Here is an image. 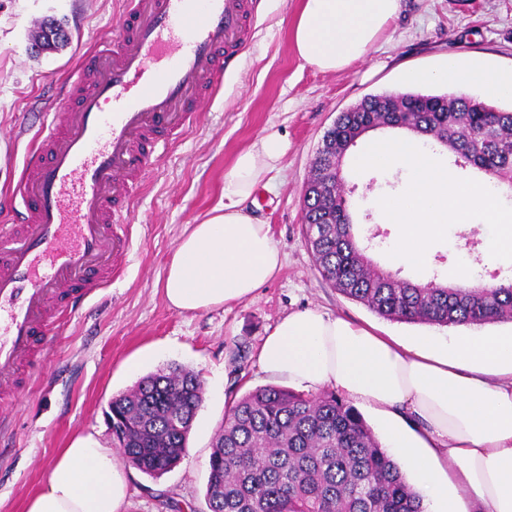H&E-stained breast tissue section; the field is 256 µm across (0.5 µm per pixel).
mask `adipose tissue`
Listing matches in <instances>:
<instances>
[{"mask_svg":"<svg viewBox=\"0 0 512 512\" xmlns=\"http://www.w3.org/2000/svg\"><path fill=\"white\" fill-rule=\"evenodd\" d=\"M399 9L400 0H303L294 50L319 71L344 70L368 55ZM407 78L512 99V67L448 57ZM283 152L282 139L268 134L238 153L224 174L223 205L177 242L162 281L171 307L192 313L234 303L280 271L269 225L244 205ZM258 360L291 387H332L378 413L388 447L426 491L425 512H512V331L408 344L308 308L277 322ZM128 475L97 437L79 436L55 457L26 512H123Z\"/></svg>","mask_w":512,"mask_h":512,"instance_id":"adipose-tissue-1","label":"adipose tissue"}]
</instances>
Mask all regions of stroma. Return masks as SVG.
I'll list each match as a JSON object with an SVG mask.
<instances>
[{
  "label": "stroma",
  "mask_w": 512,
  "mask_h": 512,
  "mask_svg": "<svg viewBox=\"0 0 512 512\" xmlns=\"http://www.w3.org/2000/svg\"><path fill=\"white\" fill-rule=\"evenodd\" d=\"M300 0H252L251 33L221 90L176 139L160 143L146 176L130 196L131 249L116 277L97 289L45 340L33 376L0 404L9 414L0 431V512H26L28 498L50 474L59 449L93 433L104 447L112 436L104 411L112 396L148 374L177 363L204 386V403L188 438L187 454L158 478L129 477L125 512H203L212 442L229 391L244 394L274 384L258 350L275 323L290 312L317 308L384 336L411 342L454 335L451 327L391 321L326 284L303 234V193L312 160L337 114L375 94L407 92L409 70L444 57L512 66V0H401L369 54L347 69L324 73L295 54L291 24ZM126 0H0V225L21 208L22 170L36 146L42 117L72 81L83 58L111 38ZM48 16L71 33L61 51L31 54L32 27ZM275 133L286 143L270 189H259L256 215L270 224L283 256L280 272L250 297L198 313L165 300L161 280L187 224L224 201V173L235 155ZM355 185L348 205L368 256L390 269L395 225L383 223L377 198L401 192L402 171L369 170L346 177ZM480 231L452 225L424 270L405 266L402 277L452 280L466 239Z\"/></svg>",
  "instance_id": "stroma-1"
}]
</instances>
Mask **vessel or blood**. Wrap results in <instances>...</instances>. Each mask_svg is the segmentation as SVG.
Listing matches in <instances>:
<instances>
[{
	"instance_id": "vessel-or-blood-1",
	"label": "vessel or blood",
	"mask_w": 512,
	"mask_h": 512,
	"mask_svg": "<svg viewBox=\"0 0 512 512\" xmlns=\"http://www.w3.org/2000/svg\"><path fill=\"white\" fill-rule=\"evenodd\" d=\"M111 40L37 130L24 209L0 226V386L16 383L52 312L110 282L131 242L119 222L153 159L221 87L248 37L249 0H128Z\"/></svg>"
}]
</instances>
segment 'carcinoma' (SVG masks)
I'll return each instance as SVG.
<instances>
[{
    "label": "carcinoma",
    "mask_w": 512,
    "mask_h": 512,
    "mask_svg": "<svg viewBox=\"0 0 512 512\" xmlns=\"http://www.w3.org/2000/svg\"><path fill=\"white\" fill-rule=\"evenodd\" d=\"M429 136L454 165L512 194V109L464 94L370 95L338 113L312 161L304 234L322 279L389 320L443 327L512 319V279L454 285L412 282L374 264L354 233L339 155L362 123ZM203 401L199 376L181 366L150 374L112 397L128 463L150 477L176 467ZM209 512H424L422 497L362 414L336 391L258 387L229 395L209 456Z\"/></svg>",
    "instance_id": "obj_1"
}]
</instances>
